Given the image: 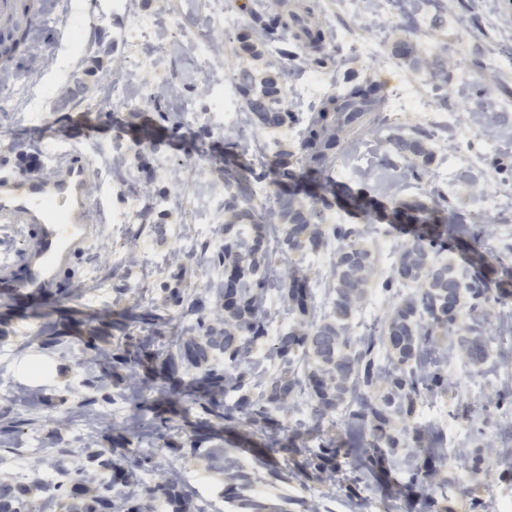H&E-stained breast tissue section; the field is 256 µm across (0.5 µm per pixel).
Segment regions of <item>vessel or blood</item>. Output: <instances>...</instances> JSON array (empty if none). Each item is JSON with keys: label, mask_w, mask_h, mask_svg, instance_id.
Segmentation results:
<instances>
[{"label": "vessel or blood", "mask_w": 512, "mask_h": 512, "mask_svg": "<svg viewBox=\"0 0 512 512\" xmlns=\"http://www.w3.org/2000/svg\"><path fill=\"white\" fill-rule=\"evenodd\" d=\"M40 0H0V37L29 27ZM98 170L74 150L46 170L0 175V223L19 230L14 258L0 262V293L51 297L61 276L92 246L103 214L88 188Z\"/></svg>", "instance_id": "b4317fda"}]
</instances>
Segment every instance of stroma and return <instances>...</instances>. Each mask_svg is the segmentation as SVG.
<instances>
[{"label":"stroma","mask_w":512,"mask_h":512,"mask_svg":"<svg viewBox=\"0 0 512 512\" xmlns=\"http://www.w3.org/2000/svg\"><path fill=\"white\" fill-rule=\"evenodd\" d=\"M113 0H74L83 15L98 16L86 28L78 49L60 38L64 0H48L45 21L30 35L33 47L45 58L35 68L29 52L15 56L17 77L0 84V165L26 171L31 153L52 161L66 145L65 131L81 138L87 159L99 170L100 180L91 199L102 202L106 222L101 238L108 253L90 248L77 266L76 276L60 278L57 310L12 315L13 303L0 298V423L13 421L17 432L8 452L10 467L0 468V482L18 483L34 477L50 478L57 464L71 471L84 461L85 434L97 447L108 448L117 434L131 436L133 445L149 442L151 463L138 479L149 485L171 473L189 495L193 512H249L256 502L266 512H382L384 496L370 476L363 457L351 456L347 465L355 481L346 488L335 482L290 475L287 462H278L279 478L258 466L246 444L263 441L256 425L230 424L226 453L235 455L239 477L224 473L205 452L176 456L165 452L171 442L184 439L183 431L154 430L137 409L153 390L127 383L105 382L103 390L90 386L99 365L76 361L82 349L54 356L53 374L30 380L29 363L39 355L37 337L55 329L59 311L86 305L94 310L121 305L147 308L163 303V291L179 286L188 293H206L222 272L210 262L186 253L180 229L207 224L215 240L224 238V122L212 116L213 105L199 80L209 75L216 87L242 67L267 71L279 85L301 83L311 63L305 52L272 67L270 45L252 25L254 17L271 21L281 13V0H125L123 10L99 17ZM314 23L328 36L325 64L319 72L327 93L339 92L347 72L373 76L386 87L399 77L412 80L426 96L428 110L390 121L351 139L333 167L338 183L382 203L431 204L442 185L436 169L451 166L453 187L448 201L458 217H465L479 235L478 247L490 259L512 261V70L500 71L487 63L500 44L512 42V0H415L410 9L416 26H408L395 8L378 13L374 0H314ZM236 18L235 26L216 35L217 12ZM145 19L153 20L152 40H128ZM379 42L376 55L362 45ZM407 42L414 59L398 56ZM467 80H459L460 72ZM176 87L179 96L162 95ZM200 117L184 118L186 103ZM454 104L455 120L430 141L429 157L413 158L421 176L388 166L387 140L397 131L428 124L429 113ZM319 99L289 98L287 127L261 128L249 112H241L232 139L235 152L266 163L267 154L296 151L303 139L310 112ZM498 197L501 207L485 212L486 197ZM144 225L140 238L130 227ZM163 225V233L153 225ZM400 234L385 224H372L369 246L379 260L366 299H380V317H387L393 297L382 295L380 282L392 270L380 254L386 244H398ZM181 279H174V271ZM122 296H115V289ZM512 298L496 304L490 333L491 355L481 371H470L462 358L448 366V390L427 395L418 403L413 422L424 423L425 413L447 410L443 433L453 456L433 481L434 497L447 499L455 512H468L461 495L470 473L457 461L458 451H479L488 445L512 448ZM123 402L124 418L110 416L104 402ZM56 425L54 444L44 442L45 429ZM41 453H31L33 443Z\"/></svg>","instance_id":"35a3bbf8"}]
</instances>
